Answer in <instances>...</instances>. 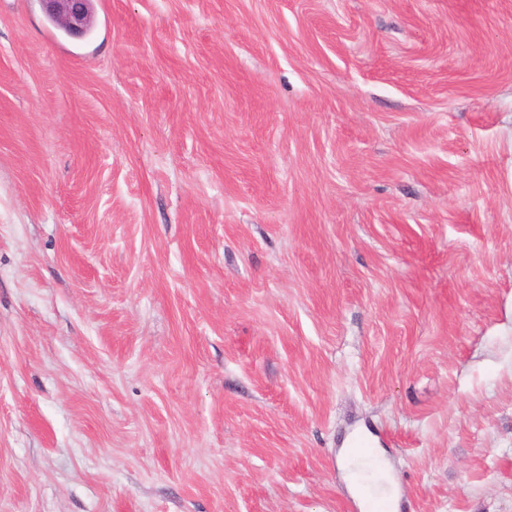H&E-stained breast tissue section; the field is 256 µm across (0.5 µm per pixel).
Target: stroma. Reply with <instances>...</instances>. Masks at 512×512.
<instances>
[{"mask_svg": "<svg viewBox=\"0 0 512 512\" xmlns=\"http://www.w3.org/2000/svg\"><path fill=\"white\" fill-rule=\"evenodd\" d=\"M0 0V512H512V0ZM40 1L46 17L70 36H82L93 23L92 0Z\"/></svg>", "mask_w": 512, "mask_h": 512, "instance_id": "obj_1", "label": "stroma"}]
</instances>
